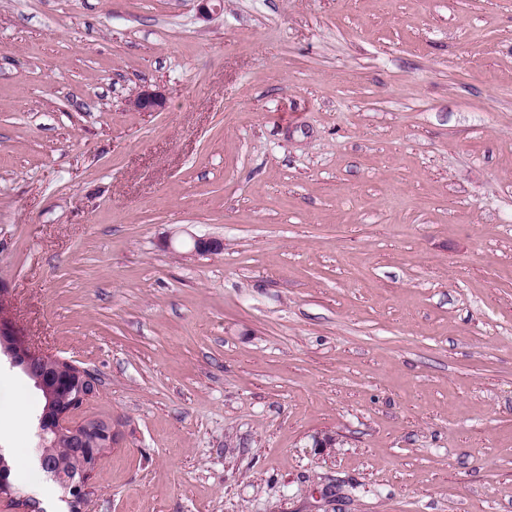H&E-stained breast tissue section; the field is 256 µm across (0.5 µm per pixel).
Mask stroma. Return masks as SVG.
I'll return each mask as SVG.
<instances>
[{
    "instance_id": "obj_1",
    "label": "stroma",
    "mask_w": 512,
    "mask_h": 512,
    "mask_svg": "<svg viewBox=\"0 0 512 512\" xmlns=\"http://www.w3.org/2000/svg\"><path fill=\"white\" fill-rule=\"evenodd\" d=\"M0 306L98 380L83 512H512V0H0ZM43 405L0 354L69 512Z\"/></svg>"
}]
</instances>
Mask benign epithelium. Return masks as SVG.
<instances>
[{"mask_svg":"<svg viewBox=\"0 0 512 512\" xmlns=\"http://www.w3.org/2000/svg\"><path fill=\"white\" fill-rule=\"evenodd\" d=\"M130 104L140 111H159L164 99L156 92L142 90ZM0 340L7 343V356L35 381L37 388L53 403L52 409L37 418L38 463L60 487L70 495L71 512H81L80 505L88 494V480L97 468L106 450L112 447L115 433L107 421L73 420L74 414L97 391L94 375L70 362L42 353L25 345L13 331L0 308ZM70 444L75 468L65 473L54 467L50 459L52 447L60 440Z\"/></svg>","mask_w":512,"mask_h":512,"instance_id":"benign-epithelium-1","label":"benign epithelium"}]
</instances>
